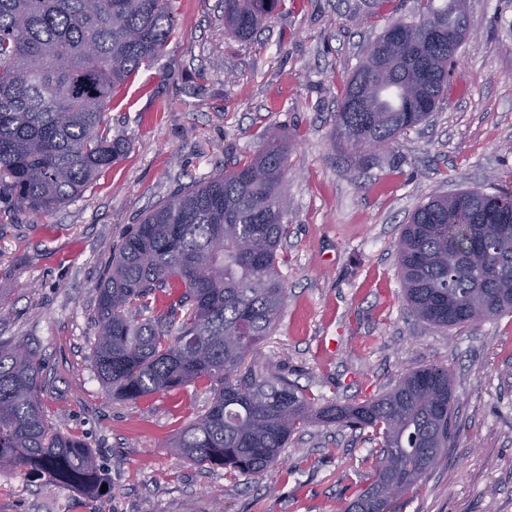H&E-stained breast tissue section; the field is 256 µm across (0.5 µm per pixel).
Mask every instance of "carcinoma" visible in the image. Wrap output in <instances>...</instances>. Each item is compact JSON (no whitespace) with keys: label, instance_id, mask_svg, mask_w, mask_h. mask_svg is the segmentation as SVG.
Here are the masks:
<instances>
[{"label":"carcinoma","instance_id":"carcinoma-1","mask_svg":"<svg viewBox=\"0 0 512 512\" xmlns=\"http://www.w3.org/2000/svg\"><path fill=\"white\" fill-rule=\"evenodd\" d=\"M280 0H224V28L246 41ZM457 0H424L370 45L347 81L333 136L351 158L388 149L426 121L448 87V46L468 31ZM170 0H0V197L36 215L75 198L127 148L105 112L116 89L165 48ZM395 90L396 100L384 92ZM288 143L273 129L242 166L172 194L120 244L96 287L94 369L110 393L136 400L189 385L213 393L208 411L167 447L200 466L260 475L312 423H341L379 440L370 482L345 512H390L436 469L454 438L448 370L425 367L377 398L320 405L273 370L241 369L275 327L287 291L277 253ZM512 192L437 195L396 243L404 297L421 321L472 324L512 313ZM251 248L241 251L237 242ZM135 306L138 316L127 315ZM39 362L24 342L0 343V468L102 498L91 448L52 431Z\"/></svg>","mask_w":512,"mask_h":512}]
</instances>
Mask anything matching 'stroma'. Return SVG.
I'll use <instances>...</instances> for the list:
<instances>
[{"label": "stroma", "mask_w": 512, "mask_h": 512, "mask_svg": "<svg viewBox=\"0 0 512 512\" xmlns=\"http://www.w3.org/2000/svg\"><path fill=\"white\" fill-rule=\"evenodd\" d=\"M420 0H281L248 41L224 0H173L174 31L107 111L128 148L70 202L38 217L0 199V341L41 363L49 423L95 452L102 500L0 469V512H344L378 447L312 425L260 476L172 455L168 440L210 404L201 387L131 401L96 377V286L113 250L172 192L233 170L275 128L288 142L281 316L260 361L320 403H363L410 371L447 368L459 433L391 512H512V314L438 328L403 300L396 241L431 197L512 191V0H466L471 37L439 108L392 149L352 161L332 140L346 82Z\"/></svg>", "instance_id": "35a3bbf8"}]
</instances>
